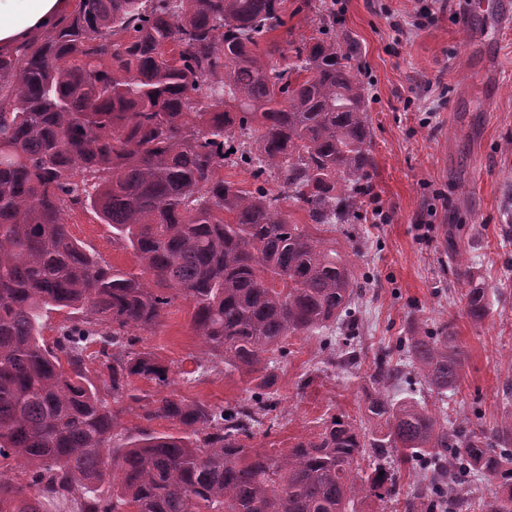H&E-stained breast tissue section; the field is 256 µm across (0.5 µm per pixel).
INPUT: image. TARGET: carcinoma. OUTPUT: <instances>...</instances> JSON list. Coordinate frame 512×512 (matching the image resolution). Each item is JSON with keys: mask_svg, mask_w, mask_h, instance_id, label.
Here are the masks:
<instances>
[{"mask_svg": "<svg viewBox=\"0 0 512 512\" xmlns=\"http://www.w3.org/2000/svg\"><path fill=\"white\" fill-rule=\"evenodd\" d=\"M335 30L330 11L318 35L289 39L288 0H74L44 34L0 51V512H374L416 467L408 512H459L475 477L490 484L480 512H512V417L450 427L415 398L418 385L441 397L460 385L464 352L446 326L420 324L398 358L375 357L368 424L333 414L285 454L252 444L275 427L288 339L326 337L334 365L338 333L341 363L360 358L352 306L366 282L351 225L373 157L362 65ZM226 164L261 183L224 180ZM89 209L140 273L72 237L67 216ZM464 297L482 321L486 289ZM178 298L207 347L198 368L247 377L250 403L164 393L172 370L136 351L135 333ZM56 308L68 323L47 346ZM91 344L112 400L180 434L121 432L87 375ZM135 376L155 383L152 398ZM401 384L410 397L397 400L389 387ZM15 463L29 466L21 478Z\"/></svg>", "mask_w": 512, "mask_h": 512, "instance_id": "carcinoma-1", "label": "carcinoma"}]
</instances>
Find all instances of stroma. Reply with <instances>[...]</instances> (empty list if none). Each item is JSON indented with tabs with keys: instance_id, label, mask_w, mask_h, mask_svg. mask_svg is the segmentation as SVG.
<instances>
[{
	"instance_id": "1",
	"label": "stroma",
	"mask_w": 512,
	"mask_h": 512,
	"mask_svg": "<svg viewBox=\"0 0 512 512\" xmlns=\"http://www.w3.org/2000/svg\"><path fill=\"white\" fill-rule=\"evenodd\" d=\"M331 5L337 34L360 50L368 86L373 164L356 268L367 277L358 367L322 368L320 337L290 339L276 385L278 425L260 448L288 450L324 418L362 416L364 375L381 349L424 323L449 325L465 354L459 389L442 403L449 422L493 427L512 417V31L490 20L472 39L456 26L459 0H288L294 38L311 37L318 6ZM422 26H414L416 17ZM74 238L127 273L141 267L93 212L67 218ZM487 290L473 322L460 300L455 251ZM192 305L176 300L137 350L173 370L167 394L188 403L245 402L255 386L222 369L198 370L205 346Z\"/></svg>"
}]
</instances>
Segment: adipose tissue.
<instances>
[{"mask_svg": "<svg viewBox=\"0 0 512 512\" xmlns=\"http://www.w3.org/2000/svg\"><path fill=\"white\" fill-rule=\"evenodd\" d=\"M71 0H0V49L13 48L65 14Z\"/></svg>", "mask_w": 512, "mask_h": 512, "instance_id": "ef3b65f1", "label": "adipose tissue"}]
</instances>
